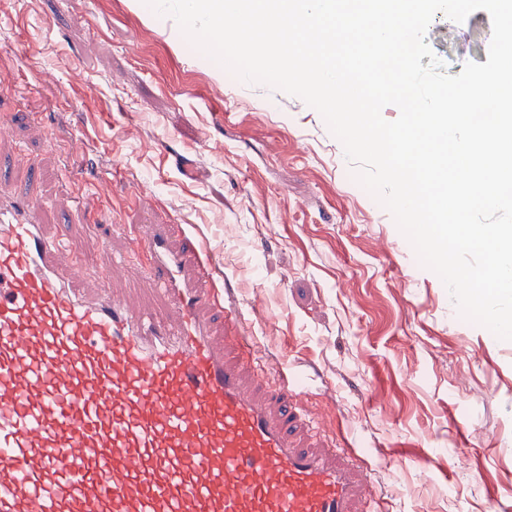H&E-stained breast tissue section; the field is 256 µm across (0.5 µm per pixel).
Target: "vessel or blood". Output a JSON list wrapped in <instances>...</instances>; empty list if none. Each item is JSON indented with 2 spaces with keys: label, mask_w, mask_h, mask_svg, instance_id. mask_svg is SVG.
<instances>
[{
  "label": "vessel or blood",
  "mask_w": 512,
  "mask_h": 512,
  "mask_svg": "<svg viewBox=\"0 0 512 512\" xmlns=\"http://www.w3.org/2000/svg\"><path fill=\"white\" fill-rule=\"evenodd\" d=\"M40 209L0 194V512H369L370 470L300 446L309 378L261 377L194 237H128L122 266L168 302L133 306L81 287L80 256Z\"/></svg>",
  "instance_id": "1"
}]
</instances>
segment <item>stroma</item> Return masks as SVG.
Instances as JSON below:
<instances>
[{
	"mask_svg": "<svg viewBox=\"0 0 512 512\" xmlns=\"http://www.w3.org/2000/svg\"><path fill=\"white\" fill-rule=\"evenodd\" d=\"M491 36L478 10L426 41L456 75ZM2 112L31 119L0 142V182L46 200L90 275L121 285L112 256L143 225L198 238L259 353L311 377L320 444L356 436L385 512L512 503V340L461 317L316 109L135 0H0ZM103 213L113 228L92 226Z\"/></svg>",
	"mask_w": 512,
	"mask_h": 512,
	"instance_id": "obj_1",
	"label": "stroma"
}]
</instances>
